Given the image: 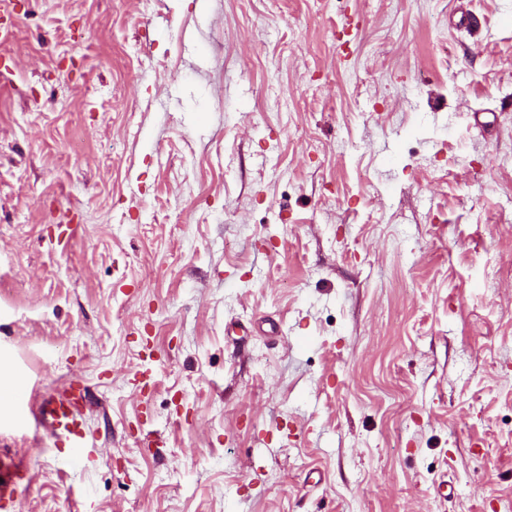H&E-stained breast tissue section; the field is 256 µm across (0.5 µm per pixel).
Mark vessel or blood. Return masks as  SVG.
<instances>
[{
  "label": "vessel or blood",
  "mask_w": 512,
  "mask_h": 512,
  "mask_svg": "<svg viewBox=\"0 0 512 512\" xmlns=\"http://www.w3.org/2000/svg\"><path fill=\"white\" fill-rule=\"evenodd\" d=\"M88 396L80 381L66 380L55 385L29 409L36 431L45 433L54 443L74 448L77 457L88 454L90 446L85 423ZM22 459L0 457V502H13L15 486L25 476Z\"/></svg>",
  "instance_id": "obj_1"
}]
</instances>
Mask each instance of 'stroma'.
I'll use <instances>...</instances> for the list:
<instances>
[{
  "mask_svg": "<svg viewBox=\"0 0 512 512\" xmlns=\"http://www.w3.org/2000/svg\"><path fill=\"white\" fill-rule=\"evenodd\" d=\"M0 31V356L31 399L81 381L96 445L0 418L6 512L512 501V0H18ZM24 461L18 457L1 455L0 458V501L2 506L13 502L17 479L25 476Z\"/></svg>",
  "mask_w": 512,
  "mask_h": 512,
  "instance_id": "35a3bbf8",
  "label": "stroma"
}]
</instances>
